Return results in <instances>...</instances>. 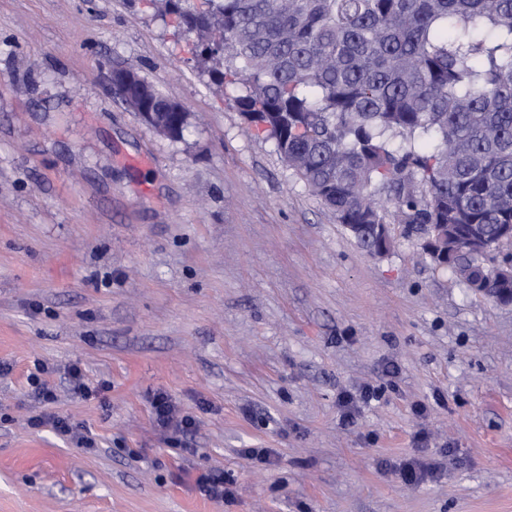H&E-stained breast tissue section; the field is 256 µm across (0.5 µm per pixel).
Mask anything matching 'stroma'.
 <instances>
[{
  "mask_svg": "<svg viewBox=\"0 0 512 512\" xmlns=\"http://www.w3.org/2000/svg\"><path fill=\"white\" fill-rule=\"evenodd\" d=\"M117 67L188 110L182 139L114 96ZM392 231L364 252L153 0H0V512H512V306ZM37 360L95 451L29 427ZM157 390L197 416L192 452ZM421 457L443 474L404 483ZM210 469L232 498L194 489ZM152 422L157 431L167 437L178 452L181 454L193 448H186L188 437L192 439L197 430L196 419L184 414L175 400L164 391L154 392L149 397Z\"/></svg>",
  "mask_w": 512,
  "mask_h": 512,
  "instance_id": "stroma-1",
  "label": "stroma"
}]
</instances>
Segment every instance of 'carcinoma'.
<instances>
[{
	"mask_svg": "<svg viewBox=\"0 0 512 512\" xmlns=\"http://www.w3.org/2000/svg\"><path fill=\"white\" fill-rule=\"evenodd\" d=\"M210 78L340 224L448 225L431 259L485 260L512 224V0H161ZM155 112H182L150 83ZM477 225L485 250L471 248Z\"/></svg>",
	"mask_w": 512,
	"mask_h": 512,
	"instance_id": "carcinoma-1",
	"label": "carcinoma"
}]
</instances>
